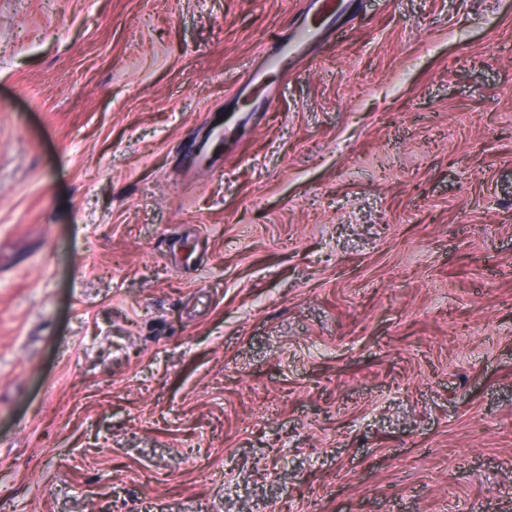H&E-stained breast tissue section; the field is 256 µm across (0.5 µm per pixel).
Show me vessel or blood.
<instances>
[{"label":"vessel or blood","mask_w":512,"mask_h":512,"mask_svg":"<svg viewBox=\"0 0 512 512\" xmlns=\"http://www.w3.org/2000/svg\"><path fill=\"white\" fill-rule=\"evenodd\" d=\"M334 10L333 0H307L300 15L290 24L287 36L265 47L263 65L247 69L244 86L271 94V75L283 76L296 70L303 48L322 42L326 32L323 19Z\"/></svg>","instance_id":"vessel-or-blood-1"}]
</instances>
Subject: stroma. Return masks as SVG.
I'll return each mask as SVG.
<instances>
[{
  "mask_svg": "<svg viewBox=\"0 0 512 512\" xmlns=\"http://www.w3.org/2000/svg\"><path fill=\"white\" fill-rule=\"evenodd\" d=\"M301 10L0 0V512H512V0ZM316 1V2H312ZM332 0H311L290 24L288 35L268 44L264 48V63L260 68H249L243 76L245 87H252L265 94L268 104L272 99V74L279 76L293 73L299 63L304 47L319 44L326 32L323 18L335 10Z\"/></svg>",
  "mask_w": 512,
  "mask_h": 512,
  "instance_id": "obj_1",
  "label": "stroma"
}]
</instances>
